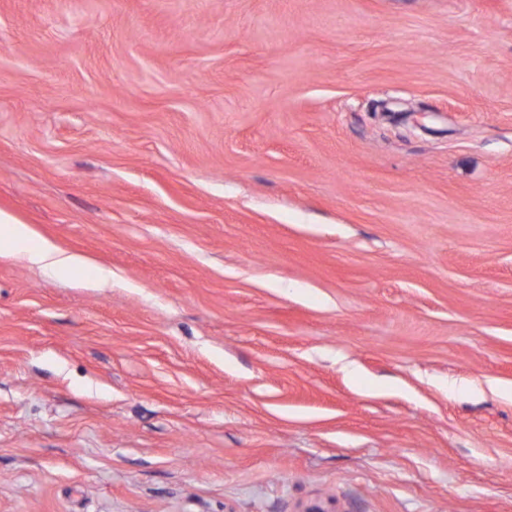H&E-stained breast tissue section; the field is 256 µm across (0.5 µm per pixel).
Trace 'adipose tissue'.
<instances>
[{"mask_svg":"<svg viewBox=\"0 0 512 512\" xmlns=\"http://www.w3.org/2000/svg\"><path fill=\"white\" fill-rule=\"evenodd\" d=\"M30 240L31 231L27 225L17 223L10 216L0 213V241L11 245L13 253L55 274L89 269L93 272V281L97 286L105 287L111 283L110 270L93 267L87 258L65 252L51 243L43 242L34 246Z\"/></svg>","mask_w":512,"mask_h":512,"instance_id":"1","label":"adipose tissue"}]
</instances>
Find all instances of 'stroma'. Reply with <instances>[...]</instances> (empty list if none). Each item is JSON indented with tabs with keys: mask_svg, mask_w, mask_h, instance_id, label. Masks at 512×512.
Masks as SVG:
<instances>
[{
	"mask_svg": "<svg viewBox=\"0 0 512 512\" xmlns=\"http://www.w3.org/2000/svg\"><path fill=\"white\" fill-rule=\"evenodd\" d=\"M0 512H512V0H0ZM0 241L8 243L13 253L20 254L29 262L50 270L54 274H66L83 270L93 272V282L98 287L112 283V271L94 266L87 258L65 252L55 245L42 242L31 247V231L25 224L15 222L10 216L0 213Z\"/></svg>",
	"mask_w": 512,
	"mask_h": 512,
	"instance_id": "1",
	"label": "stroma"
}]
</instances>
